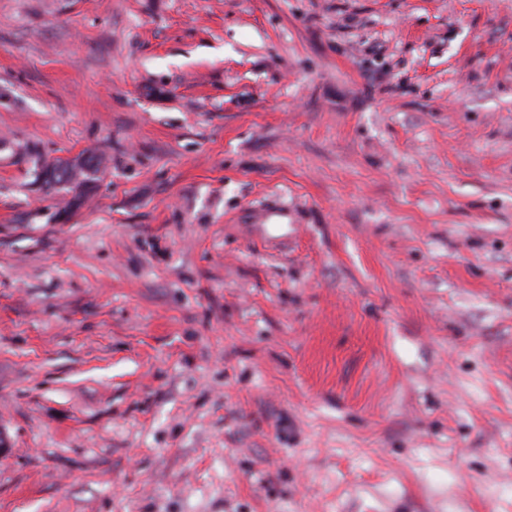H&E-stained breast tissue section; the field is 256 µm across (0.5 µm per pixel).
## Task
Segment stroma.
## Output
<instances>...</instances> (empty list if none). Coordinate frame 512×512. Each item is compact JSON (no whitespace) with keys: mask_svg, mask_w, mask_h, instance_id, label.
Masks as SVG:
<instances>
[{"mask_svg":"<svg viewBox=\"0 0 512 512\" xmlns=\"http://www.w3.org/2000/svg\"><path fill=\"white\" fill-rule=\"evenodd\" d=\"M0 446V512H512V0H0ZM99 165L100 162L94 155L86 157L80 164H72L68 161L56 160L52 163H48L42 168L40 171V177L48 188L56 190L57 186L66 185L71 182H75L76 185L90 182L98 173ZM50 168L58 171L54 180H46L43 178L45 171Z\"/></svg>","mask_w":512,"mask_h":512,"instance_id":"1","label":"stroma"}]
</instances>
